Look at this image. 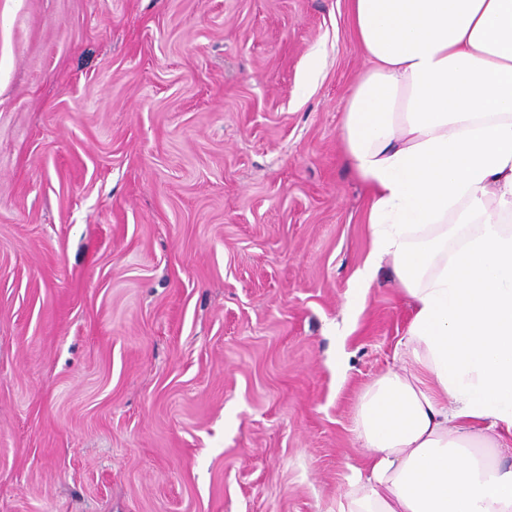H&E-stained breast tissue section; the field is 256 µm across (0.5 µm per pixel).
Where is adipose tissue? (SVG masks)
Segmentation results:
<instances>
[{"instance_id": "ef3b65f1", "label": "adipose tissue", "mask_w": 512, "mask_h": 512, "mask_svg": "<svg viewBox=\"0 0 512 512\" xmlns=\"http://www.w3.org/2000/svg\"><path fill=\"white\" fill-rule=\"evenodd\" d=\"M368 67L343 109L372 258L412 311L361 394L367 467L335 512H512V0H348Z\"/></svg>"}]
</instances>
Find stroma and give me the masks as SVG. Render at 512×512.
Instances as JSON below:
<instances>
[{
  "label": "stroma",
  "instance_id": "1",
  "mask_svg": "<svg viewBox=\"0 0 512 512\" xmlns=\"http://www.w3.org/2000/svg\"><path fill=\"white\" fill-rule=\"evenodd\" d=\"M347 0H0V512H327L401 364ZM348 355L344 379L330 362Z\"/></svg>",
  "mask_w": 512,
  "mask_h": 512
}]
</instances>
